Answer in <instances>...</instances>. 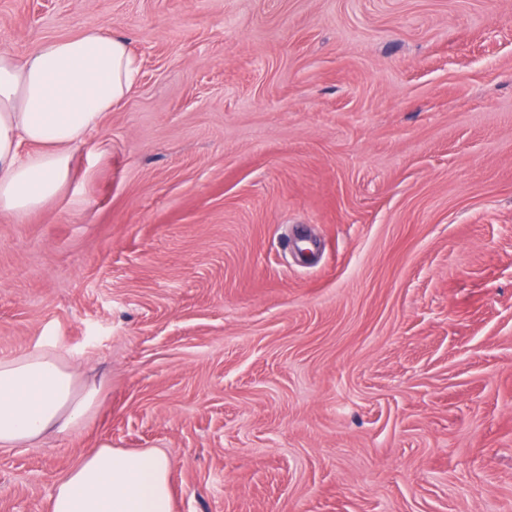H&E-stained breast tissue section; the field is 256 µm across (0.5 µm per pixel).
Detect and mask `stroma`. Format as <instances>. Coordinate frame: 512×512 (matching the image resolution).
I'll use <instances>...</instances> for the list:
<instances>
[{"mask_svg": "<svg viewBox=\"0 0 512 512\" xmlns=\"http://www.w3.org/2000/svg\"><path fill=\"white\" fill-rule=\"evenodd\" d=\"M99 26L140 75L0 214V358L100 401L0 512L105 442L173 512H512V0H0L20 58Z\"/></svg>", "mask_w": 512, "mask_h": 512, "instance_id": "35a3bbf8", "label": "stroma"}]
</instances>
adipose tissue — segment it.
<instances>
[{
    "instance_id": "ef3b65f1",
    "label": "adipose tissue",
    "mask_w": 512,
    "mask_h": 512,
    "mask_svg": "<svg viewBox=\"0 0 512 512\" xmlns=\"http://www.w3.org/2000/svg\"><path fill=\"white\" fill-rule=\"evenodd\" d=\"M139 70L129 43L101 28L45 39L22 58L0 49V213L24 218L63 191L71 147ZM97 402L96 386L79 383L55 354L0 358V447L70 434ZM49 512H172L171 461L159 449L102 445L58 481Z\"/></svg>"
}]
</instances>
